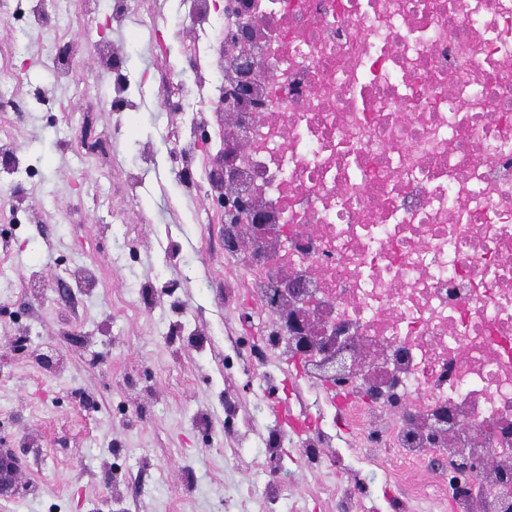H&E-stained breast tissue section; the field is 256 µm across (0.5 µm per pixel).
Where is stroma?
I'll return each instance as SVG.
<instances>
[{"label": "stroma", "mask_w": 512, "mask_h": 512, "mask_svg": "<svg viewBox=\"0 0 512 512\" xmlns=\"http://www.w3.org/2000/svg\"><path fill=\"white\" fill-rule=\"evenodd\" d=\"M191 0H156L154 30L140 13L112 20V0H41L46 24L24 25L27 0H0V47L25 35L16 79L0 102V448L20 462L0 512H294L310 484L360 473L365 512H392L399 489L350 446L340 412L305 404L299 365L265 355L262 388L241 369L260 342L243 321L246 294L224 301V227L205 216V189L173 168L181 115L159 81L194 71L180 36ZM122 53L133 104L110 112L87 38ZM80 47L79 82L54 60ZM334 438L333 469L280 463L288 496L245 500L274 409Z\"/></svg>", "instance_id": "35a3bbf8"}]
</instances>
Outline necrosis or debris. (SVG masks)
Instances as JSON below:
<instances>
[{
  "instance_id": "4bbe7bcc",
  "label": "necrosis or debris",
  "mask_w": 512,
  "mask_h": 512,
  "mask_svg": "<svg viewBox=\"0 0 512 512\" xmlns=\"http://www.w3.org/2000/svg\"><path fill=\"white\" fill-rule=\"evenodd\" d=\"M212 2L192 0L188 54L228 93L254 66L245 149L212 169L247 243L225 286L269 316V351L348 341L330 401L352 447L392 449L397 512H512V0H224L209 43ZM462 452L480 467L452 498L431 460Z\"/></svg>"
}]
</instances>
